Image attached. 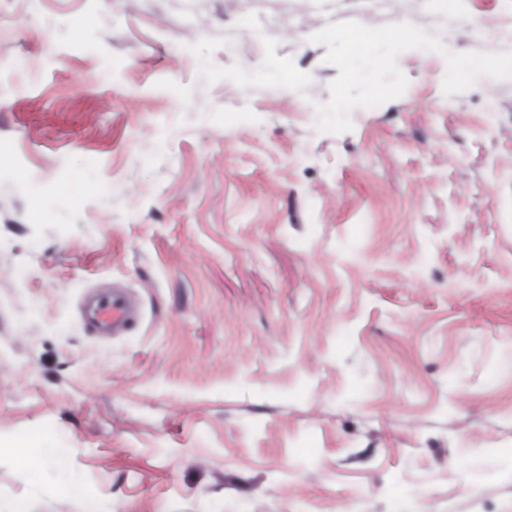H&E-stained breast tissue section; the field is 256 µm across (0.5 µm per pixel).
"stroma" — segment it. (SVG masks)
<instances>
[{"label": "stroma", "instance_id": "1", "mask_svg": "<svg viewBox=\"0 0 512 512\" xmlns=\"http://www.w3.org/2000/svg\"><path fill=\"white\" fill-rule=\"evenodd\" d=\"M409 2L0 0V512H512V81L317 127L310 35ZM137 322L136 311L131 295L122 289L112 288V296L97 300L89 325L95 332L105 333L112 330V335L129 330Z\"/></svg>", "mask_w": 512, "mask_h": 512}]
</instances>
